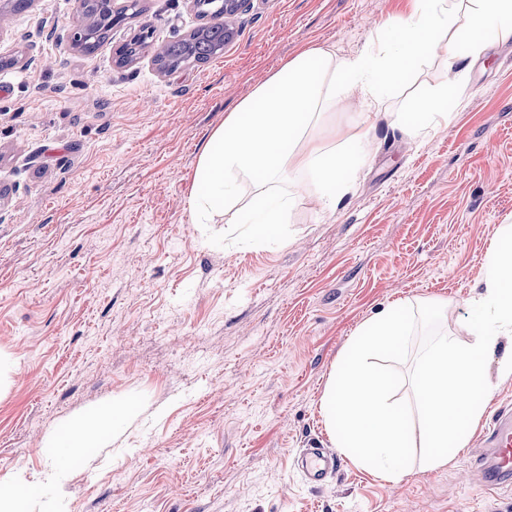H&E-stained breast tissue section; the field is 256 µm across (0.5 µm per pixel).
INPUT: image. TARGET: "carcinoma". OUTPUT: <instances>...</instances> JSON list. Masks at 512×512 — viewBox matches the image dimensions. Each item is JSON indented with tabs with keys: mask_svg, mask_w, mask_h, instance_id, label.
I'll return each mask as SVG.
<instances>
[{
	"mask_svg": "<svg viewBox=\"0 0 512 512\" xmlns=\"http://www.w3.org/2000/svg\"><path fill=\"white\" fill-rule=\"evenodd\" d=\"M197 13L201 18L210 17L219 23L202 26L193 35L172 42L161 43L155 49V61L167 70H176L183 66L206 63L224 52V45L234 33L236 11L224 7V0H197ZM93 21L86 25V36L74 42L76 48L85 54H92L112 34L110 14L105 11H93ZM152 32L142 28L125 44L123 60L134 61L148 47Z\"/></svg>",
	"mask_w": 512,
	"mask_h": 512,
	"instance_id": "cac0c4a2",
	"label": "carcinoma"
}]
</instances>
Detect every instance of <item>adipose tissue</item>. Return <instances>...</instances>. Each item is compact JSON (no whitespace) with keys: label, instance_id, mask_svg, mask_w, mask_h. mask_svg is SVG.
<instances>
[{"label":"adipose tissue","instance_id":"adipose-tissue-1","mask_svg":"<svg viewBox=\"0 0 512 512\" xmlns=\"http://www.w3.org/2000/svg\"><path fill=\"white\" fill-rule=\"evenodd\" d=\"M447 36L449 64L479 57L489 40L512 37V0H412L387 39L368 45L358 55L337 59L325 46L299 51L242 100L209 135L200 151L191 207L196 221L212 223L230 217L235 224H259L271 229L293 207V193L279 191L277 174L284 168L311 171L312 183L324 208L336 210L347 188L360 146L375 129L385 106L383 92L396 85L402 72L433 51L439 36ZM359 95L366 119L356 122L343 140L313 136L337 100ZM455 101L447 88L415 98L392 113V126L420 137L448 119ZM247 175L258 190L251 203L237 208L236 178ZM133 406L103 405L78 423L56 434L51 447L77 458L106 445L118 422Z\"/></svg>","mask_w":512,"mask_h":512}]
</instances>
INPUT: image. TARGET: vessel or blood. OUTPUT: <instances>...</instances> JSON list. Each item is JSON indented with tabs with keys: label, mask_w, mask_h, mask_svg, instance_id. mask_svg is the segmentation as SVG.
<instances>
[{
	"label": "vessel or blood",
	"mask_w": 512,
	"mask_h": 512,
	"mask_svg": "<svg viewBox=\"0 0 512 512\" xmlns=\"http://www.w3.org/2000/svg\"><path fill=\"white\" fill-rule=\"evenodd\" d=\"M483 444L486 451L477 458L476 465L485 485L493 488L512 478V407L494 414ZM297 466L307 483L317 488L335 474L339 462L328 449L313 447L303 450Z\"/></svg>",
	"instance_id": "vessel-or-blood-1"
}]
</instances>
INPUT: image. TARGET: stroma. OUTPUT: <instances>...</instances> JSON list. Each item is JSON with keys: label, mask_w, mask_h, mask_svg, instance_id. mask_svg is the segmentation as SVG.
Listing matches in <instances>:
<instances>
[{"label": "stroma", "mask_w": 512, "mask_h": 512, "mask_svg": "<svg viewBox=\"0 0 512 512\" xmlns=\"http://www.w3.org/2000/svg\"><path fill=\"white\" fill-rule=\"evenodd\" d=\"M140 4L89 57L49 35L73 0L0 21V479L25 471L30 512H512L473 443L395 481L343 455L315 489L296 464L311 440L333 447L330 372L393 298L447 299L441 330L469 340L494 229L512 224V39L463 61V102L425 142L379 119L335 212L304 191L309 173H283L301 191L275 231L203 230L195 168L225 113L304 46L354 55L408 0H254L222 56L175 71L149 48L118 64L143 24L158 43L200 24L189 0ZM450 76L430 53L386 105ZM109 401L137 412L42 482L49 437Z\"/></svg>", "instance_id": "1"}]
</instances>
